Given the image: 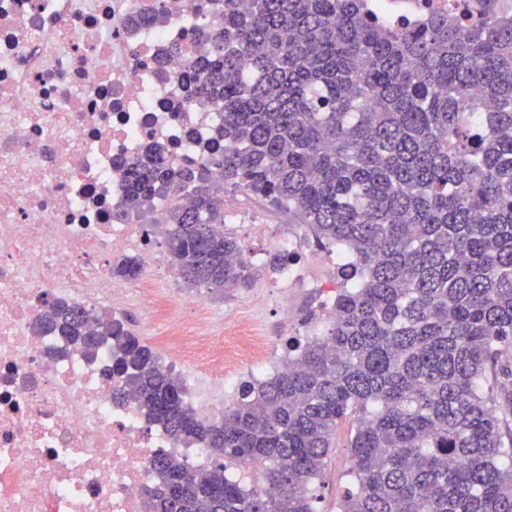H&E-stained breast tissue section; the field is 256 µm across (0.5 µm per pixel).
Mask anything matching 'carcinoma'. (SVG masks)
I'll return each instance as SVG.
<instances>
[{
  "instance_id": "1",
  "label": "carcinoma",
  "mask_w": 512,
  "mask_h": 512,
  "mask_svg": "<svg viewBox=\"0 0 512 512\" xmlns=\"http://www.w3.org/2000/svg\"><path fill=\"white\" fill-rule=\"evenodd\" d=\"M216 0L186 62L193 98L224 112L216 176L155 147L129 162V208L170 188V255L192 286L247 288L232 261L219 180L292 212L318 245L348 253L323 337L288 343L285 368L241 386L218 421L189 408L153 350L123 326L60 304L39 329L88 355L112 343L118 397L177 445L260 468L246 490L221 462L203 476L166 452L147 512H314L337 426L355 422V490L338 512H512V17L481 0L457 26L386 23L361 0ZM479 89L491 112L472 96ZM125 256L112 275L139 276Z\"/></svg>"
}]
</instances>
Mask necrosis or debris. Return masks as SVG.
<instances>
[{
  "label": "necrosis or debris",
  "mask_w": 512,
  "mask_h": 512,
  "mask_svg": "<svg viewBox=\"0 0 512 512\" xmlns=\"http://www.w3.org/2000/svg\"><path fill=\"white\" fill-rule=\"evenodd\" d=\"M388 22L480 14L479 0H381ZM154 26L133 25L153 7ZM211 0H0V512H144L160 449L196 471L203 446L172 444L138 408L116 399L112 350L87 357L34 329L48 303L66 302L124 322L146 312L163 369L178 368L203 419L223 411L245 376L262 379L275 356L246 317L214 331L194 300L113 277L132 252L148 279L170 259L145 244L184 191L157 197L150 220L128 214L123 163L160 142L174 166L214 167L222 115L186 97L183 65ZM243 249L263 218L238 193L224 201Z\"/></svg>",
  "instance_id": "necrosis-or-debris-1"
}]
</instances>
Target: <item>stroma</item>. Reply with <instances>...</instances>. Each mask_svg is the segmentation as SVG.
I'll return each mask as SVG.
<instances>
[{
    "label": "stroma",
    "mask_w": 512,
    "mask_h": 512,
    "mask_svg": "<svg viewBox=\"0 0 512 512\" xmlns=\"http://www.w3.org/2000/svg\"><path fill=\"white\" fill-rule=\"evenodd\" d=\"M253 201L264 212L283 225L288 232L305 237L307 249L298 256L305 269L308 285L299 290H287L271 279L267 265L256 267L250 287L233 291L210 290L186 283L175 277L178 291L200 299L199 312L210 317L213 325H220L222 317L244 316L252 319L259 335L265 336L278 356H285L289 339L298 337L301 325L317 324L326 317L324 296L319 281L331 273L327 250L318 248L309 238L304 225L298 224L293 214L269 200L254 196ZM350 423H342L336 430V446L327 460L313 501L315 512H338L339 504L351 489L349 468Z\"/></svg>",
    "instance_id": "stroma-1"
}]
</instances>
